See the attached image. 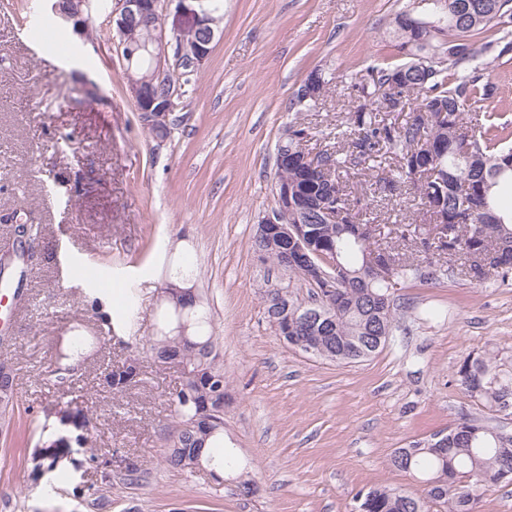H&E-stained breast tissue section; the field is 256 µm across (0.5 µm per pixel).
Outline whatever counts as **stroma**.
Instances as JSON below:
<instances>
[{
	"mask_svg": "<svg viewBox=\"0 0 512 512\" xmlns=\"http://www.w3.org/2000/svg\"><path fill=\"white\" fill-rule=\"evenodd\" d=\"M415 0H224V18L197 89L176 103L170 132L141 122L124 62L107 25L112 0H92L91 39L47 12L43 0H0V245L14 240L13 212L39 233L20 280L12 339L0 360L15 373V414L24 438L0 436V512H91L75 487L100 482L73 445L68 483L33 477L34 427L75 438L60 405L93 419L95 446L112 493L100 512H357L373 487L423 495L426 485L394 469L395 449L447 431L464 415L482 416L456 381L469 354L495 350L512 359V284L455 277L436 285L396 286L411 305L390 344L371 358L336 364L285 343L266 318L263 296L283 288L307 300L309 285L266 262L251 245L274 205L275 144L289 108L314 68L336 85L316 119L345 121L352 72L400 58L382 37ZM492 41L482 82L493 101L477 102L495 122L512 124V52ZM191 264L190 285L207 294L228 384L224 404V483L209 470L191 476L163 463L172 418L168 397L178 366L150 365L139 337L154 335L170 263ZM77 266L108 271L100 287ZM100 295L112 336L71 384L45 385L75 328L95 327L88 307ZM439 307L447 320H421ZM137 360L146 374L119 393L107 364ZM135 463L140 479L122 476ZM249 470L258 490L238 494Z\"/></svg>",
	"mask_w": 512,
	"mask_h": 512,
	"instance_id": "1",
	"label": "stroma"
}]
</instances>
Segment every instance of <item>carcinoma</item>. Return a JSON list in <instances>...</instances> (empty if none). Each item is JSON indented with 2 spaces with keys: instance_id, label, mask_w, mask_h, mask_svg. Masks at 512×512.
Listing matches in <instances>:
<instances>
[{
  "instance_id": "cac0c4a2",
  "label": "carcinoma",
  "mask_w": 512,
  "mask_h": 512,
  "mask_svg": "<svg viewBox=\"0 0 512 512\" xmlns=\"http://www.w3.org/2000/svg\"><path fill=\"white\" fill-rule=\"evenodd\" d=\"M437 5L422 15H396L391 31L394 47L404 62L370 67L367 74L351 77L358 105L346 122L336 127L334 144L313 154L318 166L333 170L332 183L320 172L297 165L276 168L275 195L285 184H295L304 200L336 202L346 217L335 223L320 210L310 211L305 224L315 261L328 273L333 266L344 271L336 284V306L317 303L318 288L311 286L306 302L288 297L283 304L296 335H301L306 311L317 309L331 318L314 337L316 356L336 363L371 357L384 349L393 336L398 306L385 305L391 283L410 287L439 283L448 277H470L481 264L497 273L502 282L512 276V211L498 205V192L512 190V125L483 124L480 118L468 125L465 112L476 99L493 97V87L478 85L480 76H458L456 69L477 63L475 71L487 70L483 60L484 39L512 22V0H435ZM128 79H139L151 68L145 51L124 60ZM196 72L181 64L165 76V82L149 84L147 92L161 97L166 82L179 84L182 94L195 90ZM335 76L311 70L302 81L311 95L296 100L297 113L309 115L322 104ZM314 127L291 121L284 128L276 151H307ZM388 171L384 189L390 193L408 186L424 215H437L445 229L425 227V222L403 217L378 224L373 198L355 195L349 182L364 170ZM304 200L292 199L297 208ZM384 254L391 263L389 280L373 281L363 269L367 258ZM209 300L201 293L165 298L157 334L143 348L159 365L176 364L189 370L169 398L173 424L166 440L165 461L183 473H194L215 464L208 441L224 438V386L227 381L219 360L218 338L210 330ZM102 337L78 335L62 354V366L46 375L45 384L58 386L73 376L98 352ZM134 364H114L106 384L121 392L142 381ZM457 381L468 397L492 412L512 409V370L495 351L464 359ZM16 388L13 368L0 362V427L15 415ZM494 425L485 417L460 418L448 429L452 436L444 452L419 440L398 448L390 458L397 470L425 476L426 496L417 498L401 488H371L363 494L365 512H479L481 494L498 485L503 468L512 467V450L503 451L490 433ZM61 439L38 442L28 453L36 475L59 468Z\"/></svg>"
}]
</instances>
